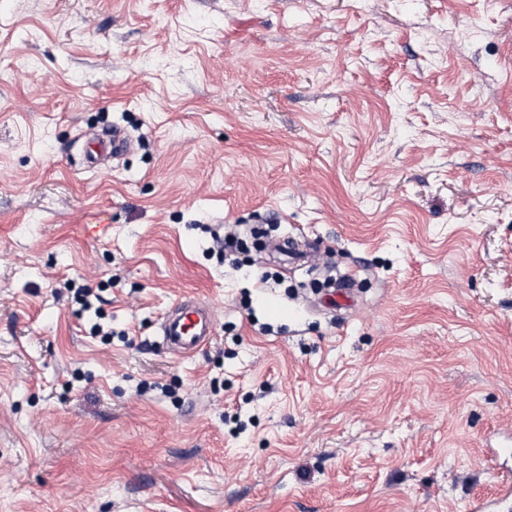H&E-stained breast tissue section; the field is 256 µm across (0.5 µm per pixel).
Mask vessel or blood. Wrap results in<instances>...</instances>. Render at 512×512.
Masks as SVG:
<instances>
[{"instance_id":"vessel-or-blood-1","label":"vessel or blood","mask_w":512,"mask_h":512,"mask_svg":"<svg viewBox=\"0 0 512 512\" xmlns=\"http://www.w3.org/2000/svg\"><path fill=\"white\" fill-rule=\"evenodd\" d=\"M132 140L122 132L109 137L93 139L88 146L89 160L99 165L107 156H120L132 149ZM214 310L209 301L187 298L179 301L161 321L159 332L169 350L178 356L190 357L207 346L213 339ZM512 507V471L501 472L495 504L478 501L470 506V512H490L491 507Z\"/></svg>"}]
</instances>
